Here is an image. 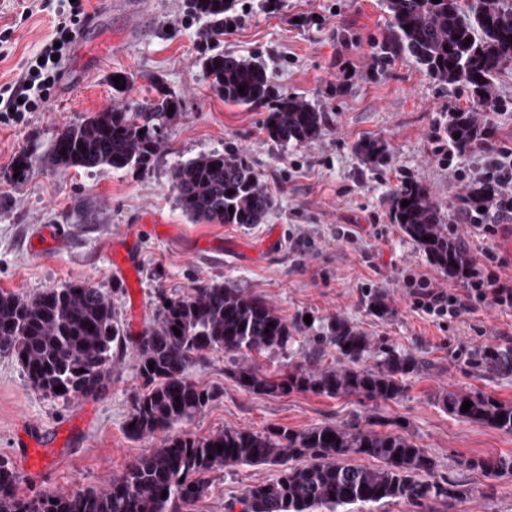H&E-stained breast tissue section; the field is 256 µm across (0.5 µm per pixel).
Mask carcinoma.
I'll return each mask as SVG.
<instances>
[{"label": "carcinoma", "instance_id": "carcinoma-1", "mask_svg": "<svg viewBox=\"0 0 512 512\" xmlns=\"http://www.w3.org/2000/svg\"><path fill=\"white\" fill-rule=\"evenodd\" d=\"M235 2L187 0L189 12L209 22L205 42L238 26ZM383 7L388 18L379 43L380 65L398 59L415 63L438 85L469 92L476 106L506 108L495 100V80L512 64V0H383ZM199 62L224 101L241 106L274 101L262 127L274 143L300 146L322 132L325 113L295 96L273 95L262 63L230 52L214 53L210 47L202 50ZM241 86L243 95L238 92ZM151 87L157 95L64 125L46 155L17 154L12 173L24 181L39 167L65 172L107 166L147 172L169 122L182 109L180 99L157 87L156 81ZM486 135L474 109L466 107L448 113L441 137L449 148L463 152ZM354 151L366 165L385 159L377 141H359ZM171 181L182 212L195 222L262 224L275 205L249 157L234 149L202 154L175 167ZM496 197V185L484 182L461 203L474 209ZM387 201L401 231L437 270L450 279L470 275L473 260L467 244L448 234L441 207L424 186H403ZM291 337L288 320L266 301L228 284L204 283L181 296L161 299L159 319L137 342L142 387L132 397L128 434L138 439L166 431L208 407L213 391L189 378L194 361L207 352L220 348L247 361L266 351L288 349ZM322 340L336 350V365L312 370L299 364L283 375L268 376L243 363L235 373L238 385L268 396L297 390L394 401L405 391L403 377L422 367L415 357L393 347L374 352L370 336L339 317L328 320ZM125 343L112 301L89 281L36 295L0 291V354L15 358L29 382L46 393L65 399L96 395ZM484 364L492 372L512 370V349ZM57 386L62 391H56ZM439 401L460 420L512 433V405L488 394L450 390ZM466 401L472 406L464 412ZM330 434L333 438L325 441ZM300 457L308 462L291 464ZM356 458L378 465L356 464ZM235 465L279 467L275 481L244 490V512H338L345 506L362 510L394 500L422 504L465 495L462 486L435 478V460L410 437L324 424L265 432L226 429L203 439L170 436L151 453L132 460L106 487L69 494L45 490L23 497L16 471L0 461V512H173L179 501L189 504L209 495L208 472ZM460 465L492 477L512 475V456L464 459Z\"/></svg>", "mask_w": 512, "mask_h": 512}]
</instances>
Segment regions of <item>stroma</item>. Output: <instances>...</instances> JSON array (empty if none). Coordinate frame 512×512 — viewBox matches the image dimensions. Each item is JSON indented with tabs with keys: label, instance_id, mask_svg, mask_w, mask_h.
Listing matches in <instances>:
<instances>
[{
	"label": "stroma",
	"instance_id": "35a3bbf8",
	"mask_svg": "<svg viewBox=\"0 0 512 512\" xmlns=\"http://www.w3.org/2000/svg\"><path fill=\"white\" fill-rule=\"evenodd\" d=\"M241 24L216 50L262 62L277 91L325 112L322 133L301 146L280 147L262 131L267 104L233 105L211 88L197 63L206 19L191 16L185 0H141L142 32L111 61L69 93L53 87L47 106L20 118L0 117V289L34 295L66 283L90 281L112 299L126 331V347L114 358L95 396L64 400L32 386L15 358L0 355V460L17 466L19 442L38 445L52 465L39 482L21 478L19 492L68 493L106 486L136 456L160 447L164 436L134 439L126 422L141 386L136 342L159 310L160 296L221 281L267 301L294 323L288 350L256 356L272 374L296 364L333 366L336 351L315 355L322 321L347 320L374 339L423 360L403 378L394 401L362 396L330 398L294 391L268 397L244 391L234 374L238 361L209 352L190 372L215 398L173 434L207 437L227 429L302 430L320 424L359 425L411 437L431 455L436 476L466 484L470 496L448 504L386 503L372 512H512V476L488 479L460 467V460L512 456V433L461 421L440 406L444 389L481 391L512 404V371L489 372L477 358L512 348V311L478 309L456 321L414 310L407 277L426 275L452 293L464 282L448 279L396 224L386 195L402 183L424 185L452 223L468 181L455 169L481 167V147L443 165L435 153L437 132L467 93L447 92L415 64L376 62L386 29L381 0H239ZM68 0H0V86L17 82L20 66L54 36L55 13ZM138 74L133 91L113 93V72ZM176 94L183 110L171 121L151 170L100 167L67 172L39 170L22 182L10 177L20 151L44 153L65 122L146 95L151 79ZM504 110L477 109L490 139L512 147V65L495 82ZM384 145L385 163L364 165L358 141ZM233 146L253 161L262 186L276 195L265 223H193L178 206L171 183L177 165L202 153ZM63 226L64 244L34 251L41 225ZM349 231L353 241L339 239ZM386 314L370 310L373 296ZM274 466L238 465L210 474V494L179 512H230L246 486L276 479Z\"/></svg>",
	"mask_w": 512,
	"mask_h": 512
}]
</instances>
